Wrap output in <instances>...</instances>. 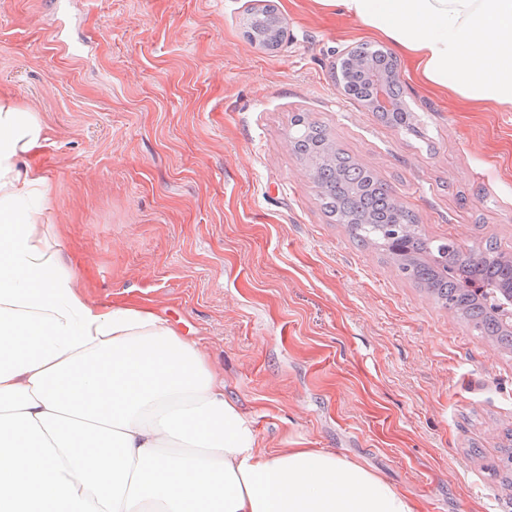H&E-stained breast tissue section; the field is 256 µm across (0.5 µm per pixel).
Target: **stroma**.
I'll use <instances>...</instances> for the list:
<instances>
[{
  "instance_id": "1",
  "label": "stroma",
  "mask_w": 512,
  "mask_h": 512,
  "mask_svg": "<svg viewBox=\"0 0 512 512\" xmlns=\"http://www.w3.org/2000/svg\"><path fill=\"white\" fill-rule=\"evenodd\" d=\"M0 0V93L40 122L50 243L99 304L163 315L224 372L263 448L359 462L414 512H512V353L331 221L289 142L326 127L436 240L512 254V112L423 85L415 131L346 96L337 65L385 40L319 0Z\"/></svg>"
}]
</instances>
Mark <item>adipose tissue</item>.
<instances>
[{"mask_svg":"<svg viewBox=\"0 0 512 512\" xmlns=\"http://www.w3.org/2000/svg\"><path fill=\"white\" fill-rule=\"evenodd\" d=\"M419 79L512 111V0H320ZM44 129L0 95V512H413L357 462L270 452L224 375L153 309L103 307L38 218Z\"/></svg>","mask_w":512,"mask_h":512,"instance_id":"adipose-tissue-1","label":"adipose tissue"}]
</instances>
